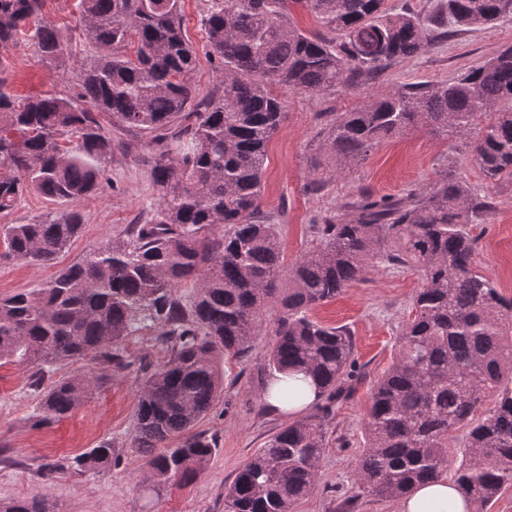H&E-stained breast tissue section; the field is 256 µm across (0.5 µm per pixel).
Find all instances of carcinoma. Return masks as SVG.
Listing matches in <instances>:
<instances>
[{
  "instance_id": "1",
  "label": "carcinoma",
  "mask_w": 512,
  "mask_h": 512,
  "mask_svg": "<svg viewBox=\"0 0 512 512\" xmlns=\"http://www.w3.org/2000/svg\"><path fill=\"white\" fill-rule=\"evenodd\" d=\"M92 52L72 94L20 100L7 84L4 52L20 40L41 59L68 53L45 0H0V214L34 190L73 203L107 182V117L151 136L150 175L160 191L150 219L61 270L43 287L0 298V363L32 369L37 423L59 421L86 400L74 375L44 385L62 362L87 354L123 364V341L160 329L170 351L145 377L131 449L147 458L151 491L204 470L216 441L191 429L220 397L222 356L242 357L280 305L269 366L316 382L314 412L274 434L224 486V512H290L318 479L334 404L352 379L354 345L342 327L309 312L377 264L413 266L412 300L396 357L371 388L367 442L355 467L361 492L400 498L448 469L453 432L468 431L454 481L476 512L512 489V299L472 264L469 225L491 213L489 198L444 173L427 187L368 194L314 225L320 248L288 266L277 225L260 217L266 147L283 120L274 84L321 96L378 74L459 27L512 19V0H442L426 18L386 0H207V53L224 63L222 95L197 100L184 75L197 52L183 26L184 0H77ZM310 9L333 37L293 21ZM136 45L133 54L125 52ZM489 180L512 176V47L451 82H424L372 97L326 124L320 185L408 129L451 132ZM69 210L5 224L4 257L48 263L80 235ZM184 283L194 286L188 297ZM493 405L486 408L487 398ZM109 441L66 459L82 475L111 466ZM0 512H51L43 496L0 502Z\"/></svg>"
}]
</instances>
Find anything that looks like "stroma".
Instances as JSON below:
<instances>
[{"label": "stroma", "instance_id": "35a3bbf8", "mask_svg": "<svg viewBox=\"0 0 512 512\" xmlns=\"http://www.w3.org/2000/svg\"><path fill=\"white\" fill-rule=\"evenodd\" d=\"M183 10L186 35L200 49L197 65L185 79L198 99L217 98L220 78L211 58L202 52L204 0H184ZM44 14L64 29L71 50L63 60L49 63L41 60L33 43L10 48L9 84L23 98L72 92L76 62L85 53L86 41L73 0H46ZM511 45L512 23H499L457 32L416 57L396 62L380 76L360 77L353 85L319 97L285 85L273 86L285 119L267 145L261 214L278 227L285 263L318 248L311 225L337 205L364 192L376 198L400 196L432 184L450 169L478 187L493 204L492 213L470 227L476 239L473 266L505 297L512 298V179L487 180L463 139L445 132L411 130L387 140L365 161L320 189L311 187L315 166L323 160L320 146L330 113L360 108L378 93L425 81L452 80ZM109 130L114 145L106 166L110 185L75 203L83 220L80 236L48 264L3 259L5 245L0 242V297L42 287L61 269L122 237L128 224L153 214L160 192L150 177L148 134L117 123ZM420 286L416 268L372 267L361 281L312 311V318L321 324L350 330L357 382L352 395L338 405L327 430L329 446L320 462L316 487L295 503L293 512H341L342 503L351 497L356 500L354 512H398V500L360 493L353 474L366 444L364 420L370 388L395 357L401 328L410 317L412 298ZM278 315V307L268 305L266 326L247 355L240 360L228 357L220 364L223 392L196 425L217 442L205 470L188 481L171 480L157 494L148 488L144 458L127 447L145 372L169 356L152 332L125 339V368L91 355L57 365L53 379L85 375L91 394L84 405L52 424L40 425L34 419L39 396L29 385V370L10 363L0 365V500L41 493L54 512H224L225 483L289 423L287 417L268 411L264 403L265 387L272 377L268 364L271 326ZM102 441L121 449L119 466L83 475L62 468L64 458ZM52 463L56 471L50 479H43L45 465Z\"/></svg>", "mask_w": 512, "mask_h": 512}]
</instances>
